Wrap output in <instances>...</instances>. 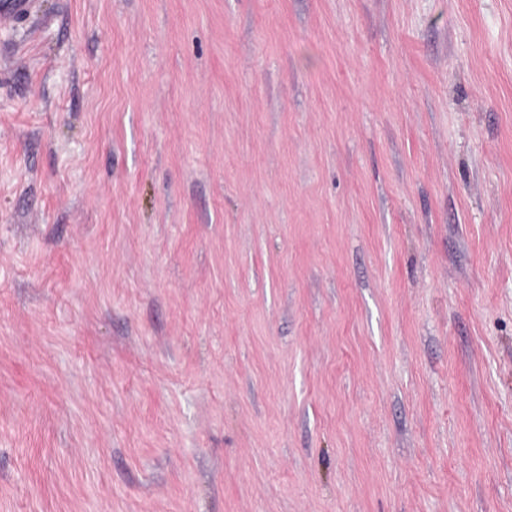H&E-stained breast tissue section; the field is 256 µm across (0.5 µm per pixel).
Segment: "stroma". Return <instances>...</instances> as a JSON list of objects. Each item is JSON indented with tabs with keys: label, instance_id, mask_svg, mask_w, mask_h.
I'll use <instances>...</instances> for the list:
<instances>
[{
	"label": "stroma",
	"instance_id": "stroma-1",
	"mask_svg": "<svg viewBox=\"0 0 512 512\" xmlns=\"http://www.w3.org/2000/svg\"><path fill=\"white\" fill-rule=\"evenodd\" d=\"M0 512H512V0L0 22Z\"/></svg>",
	"mask_w": 512,
	"mask_h": 512
}]
</instances>
